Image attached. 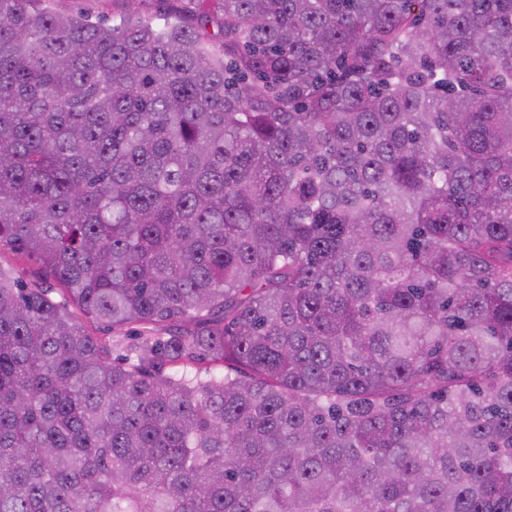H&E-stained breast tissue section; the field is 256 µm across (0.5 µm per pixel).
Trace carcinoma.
<instances>
[{
  "instance_id": "carcinoma-1",
  "label": "carcinoma",
  "mask_w": 512,
  "mask_h": 512,
  "mask_svg": "<svg viewBox=\"0 0 512 512\" xmlns=\"http://www.w3.org/2000/svg\"><path fill=\"white\" fill-rule=\"evenodd\" d=\"M44 2L0 0V252L50 281L0 262V512H512V0ZM47 6L61 13L82 14L92 23L112 26L130 15L152 24L163 23L164 19L179 15V9L180 15L201 11L215 14L218 4L212 0L200 4L177 0H54ZM3 260H9L15 263L17 274L27 285H38L44 282V274L41 265L35 258L20 259L10 252L1 254Z\"/></svg>"
}]
</instances>
